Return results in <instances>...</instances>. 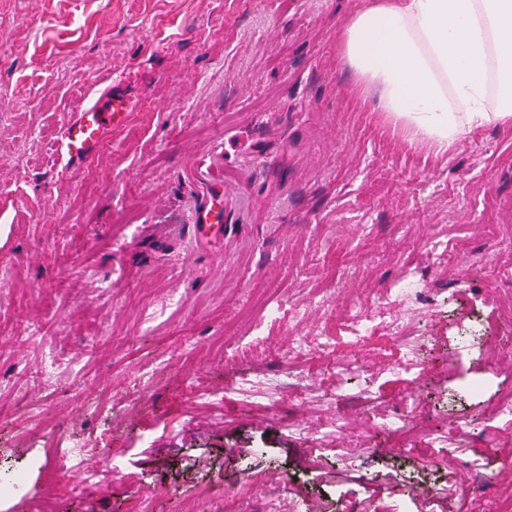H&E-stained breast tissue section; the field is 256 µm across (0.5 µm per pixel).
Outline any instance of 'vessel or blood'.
Wrapping results in <instances>:
<instances>
[{
  "mask_svg": "<svg viewBox=\"0 0 512 512\" xmlns=\"http://www.w3.org/2000/svg\"><path fill=\"white\" fill-rule=\"evenodd\" d=\"M129 110L127 98L120 91L109 94L105 103H92L83 112L77 113L63 128L57 150L67 162H76L89 157L98 147L106 130L120 122ZM192 223L210 229L218 223V213L212 196H203L195 204Z\"/></svg>",
  "mask_w": 512,
  "mask_h": 512,
  "instance_id": "1",
  "label": "vessel or blood"
}]
</instances>
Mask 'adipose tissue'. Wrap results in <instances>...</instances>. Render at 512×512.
Instances as JSON below:
<instances>
[{"instance_id":"adipose-tissue-1","label":"adipose tissue","mask_w":512,"mask_h":512,"mask_svg":"<svg viewBox=\"0 0 512 512\" xmlns=\"http://www.w3.org/2000/svg\"><path fill=\"white\" fill-rule=\"evenodd\" d=\"M336 44L372 111L436 155L512 126V0H362Z\"/></svg>"}]
</instances>
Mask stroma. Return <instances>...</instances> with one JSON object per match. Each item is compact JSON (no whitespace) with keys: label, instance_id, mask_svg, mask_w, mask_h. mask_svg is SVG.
Instances as JSON below:
<instances>
[{"label":"stroma","instance_id":"1","mask_svg":"<svg viewBox=\"0 0 512 512\" xmlns=\"http://www.w3.org/2000/svg\"><path fill=\"white\" fill-rule=\"evenodd\" d=\"M359 4L0 0V465L23 475L22 495L0 496V512H34L47 493L56 512H125L136 497L143 512H293L307 498L324 512H395L387 472L439 483L468 459L486 462L492 488L434 499L427 512H493L512 499V441L502 436L512 418L493 413L512 372L487 366L483 344L461 350L458 336L466 316L491 320V339L512 336L493 305L512 297V251L498 247L512 237V128L477 130L448 162L403 145L336 47L337 26ZM114 88L132 102L125 122L91 159L65 165L64 125ZM211 174L224 181L229 220L204 240L190 218ZM396 224L412 231L401 246ZM433 238L447 261L426 252ZM330 263L348 274L340 306L406 269L425 273L438 302L420 325L428 378L404 367L397 347L356 352L340 319L333 352L307 365L332 401L289 390L276 409L241 407L234 394L210 404L227 380L287 363L291 336L316 321L294 300ZM258 288L281 302L279 318L255 361L223 360ZM170 292L182 307L153 317ZM42 341L77 362L50 388L35 377ZM337 357L370 369L374 407L337 380ZM406 401L417 431L406 451L378 455L388 442L379 422ZM332 419L342 433H325ZM243 442L254 450L246 460L234 453ZM76 444L74 467L98 472L95 485L46 489L34 457ZM101 448L115 450V468H102ZM313 448L328 471L353 459L346 482L321 483L299 465ZM204 452L210 470L184 469Z\"/></svg>","mask_w":512,"mask_h":512}]
</instances>
